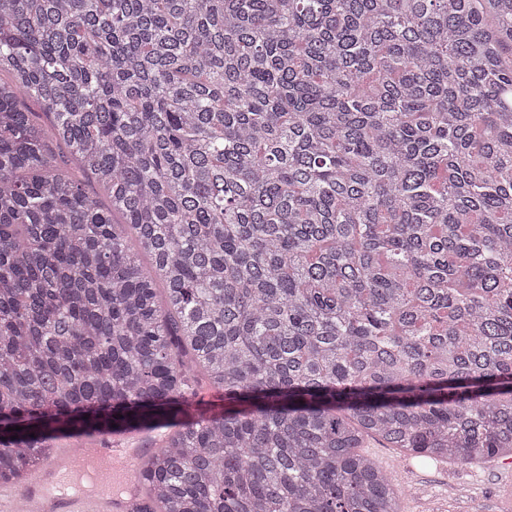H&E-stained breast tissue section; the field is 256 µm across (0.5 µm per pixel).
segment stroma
<instances>
[{"label":"stroma","instance_id":"1","mask_svg":"<svg viewBox=\"0 0 512 512\" xmlns=\"http://www.w3.org/2000/svg\"><path fill=\"white\" fill-rule=\"evenodd\" d=\"M367 455L402 491L401 512H512V457L446 463L368 440Z\"/></svg>","mask_w":512,"mask_h":512}]
</instances>
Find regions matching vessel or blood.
<instances>
[{
    "label": "vessel or blood",
    "mask_w": 512,
    "mask_h": 512,
    "mask_svg": "<svg viewBox=\"0 0 512 512\" xmlns=\"http://www.w3.org/2000/svg\"><path fill=\"white\" fill-rule=\"evenodd\" d=\"M95 445L97 455L113 461L112 471L100 474L101 482L111 484V491L73 488L65 477L73 451L58 448L28 482L0 481V512H136L138 487L132 465L140 460L139 449L115 435L97 436Z\"/></svg>",
    "instance_id": "vessel-or-blood-1"
}]
</instances>
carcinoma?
<instances>
[{
  "instance_id": "cac0c4a2",
  "label": "carcinoma",
  "mask_w": 512,
  "mask_h": 512,
  "mask_svg": "<svg viewBox=\"0 0 512 512\" xmlns=\"http://www.w3.org/2000/svg\"><path fill=\"white\" fill-rule=\"evenodd\" d=\"M167 429L137 512L512 456V0H0V480Z\"/></svg>"
}]
</instances>
